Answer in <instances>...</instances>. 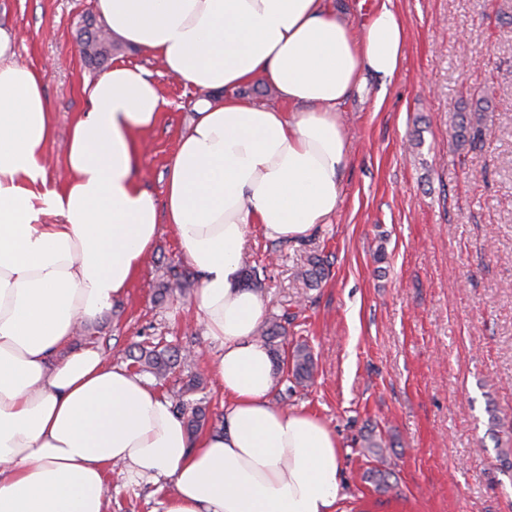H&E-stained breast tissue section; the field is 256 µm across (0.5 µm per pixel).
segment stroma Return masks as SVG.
<instances>
[{
    "mask_svg": "<svg viewBox=\"0 0 512 512\" xmlns=\"http://www.w3.org/2000/svg\"><path fill=\"white\" fill-rule=\"evenodd\" d=\"M96 0H0V27L23 34L21 60L39 73L55 135L49 182L67 178L70 122L88 107L98 75L85 64L78 31ZM408 30L401 70L369 77L341 109L351 142L343 200L329 223L296 242L250 229L244 264L260 269L268 315L286 316L285 350L307 344L309 387L275 374L274 400L318 414L342 445L348 512H512V0H392ZM143 69L166 101L138 142V182L164 202L166 168L200 90L169 75L154 55L121 46L111 58ZM494 108L482 148L456 149L451 119L473 90ZM328 279L305 287L295 273L310 252ZM186 267L162 229L126 297L84 324L72 345L104 351L158 342L195 350L152 385L176 401L200 375L210 420L224 419L214 375L216 344L193 295L157 303L168 266ZM386 441L383 461L364 456L365 437ZM389 474L376 489L368 470ZM108 512H163L172 493L127 486L112 471Z\"/></svg>",
    "mask_w": 512,
    "mask_h": 512,
    "instance_id": "1",
    "label": "stroma"
}]
</instances>
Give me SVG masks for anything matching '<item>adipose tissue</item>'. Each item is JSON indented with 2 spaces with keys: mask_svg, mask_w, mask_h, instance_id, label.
Here are the masks:
<instances>
[{
  "mask_svg": "<svg viewBox=\"0 0 512 512\" xmlns=\"http://www.w3.org/2000/svg\"><path fill=\"white\" fill-rule=\"evenodd\" d=\"M114 37L156 54L198 100L157 204L134 178L137 138L165 100L139 68L94 80L70 124L69 173L48 184L54 135L40 75L0 27V512H108L107 475L169 481L164 512H339L343 460L319 417L274 405L266 306L243 282L251 227L307 236L338 209L350 149L338 121L368 75L392 79L407 29L381 6L362 34L332 0H97ZM289 111L239 96L255 78ZM200 277L194 307L220 348L224 428L190 435L168 399L96 349L77 323L119 302L161 228Z\"/></svg>",
  "mask_w": 512,
  "mask_h": 512,
  "instance_id": "ef3b65f1",
  "label": "adipose tissue"
}]
</instances>
